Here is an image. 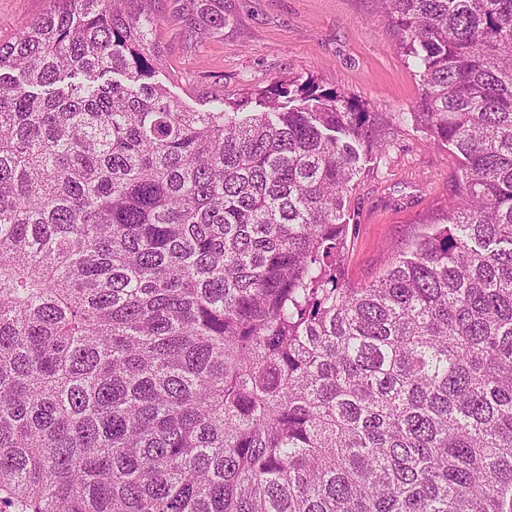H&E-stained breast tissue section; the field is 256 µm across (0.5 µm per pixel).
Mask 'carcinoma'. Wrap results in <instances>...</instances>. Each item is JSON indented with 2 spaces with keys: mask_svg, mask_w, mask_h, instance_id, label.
Here are the masks:
<instances>
[{
  "mask_svg": "<svg viewBox=\"0 0 512 512\" xmlns=\"http://www.w3.org/2000/svg\"><path fill=\"white\" fill-rule=\"evenodd\" d=\"M50 2L0 42V512H512V0H381L461 168L362 287L366 113L190 112L155 0Z\"/></svg>",
  "mask_w": 512,
  "mask_h": 512,
  "instance_id": "cac0c4a2",
  "label": "carcinoma"
}]
</instances>
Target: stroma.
Wrapping results in <instances>:
<instances>
[{
	"instance_id": "stroma-1",
	"label": "stroma",
	"mask_w": 512,
	"mask_h": 512,
	"mask_svg": "<svg viewBox=\"0 0 512 512\" xmlns=\"http://www.w3.org/2000/svg\"><path fill=\"white\" fill-rule=\"evenodd\" d=\"M49 0H0V40L43 14ZM162 60L154 81L187 110L293 79L338 93L371 117L387 142L384 154L359 161L346 200L345 285L373 283L388 262L445 223L459 161L434 145L409 113L420 93L416 69L375 0H156ZM224 15L222 29L205 13Z\"/></svg>"
}]
</instances>
